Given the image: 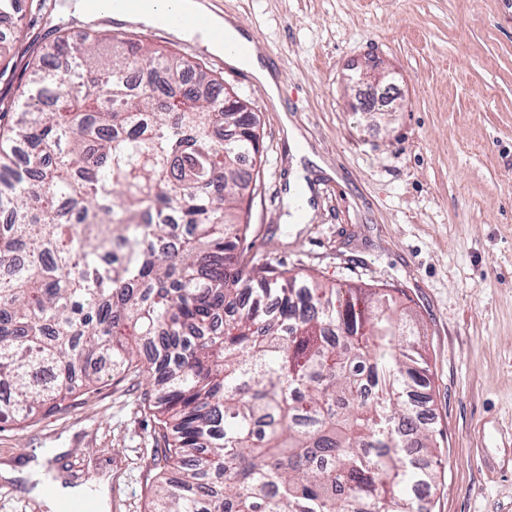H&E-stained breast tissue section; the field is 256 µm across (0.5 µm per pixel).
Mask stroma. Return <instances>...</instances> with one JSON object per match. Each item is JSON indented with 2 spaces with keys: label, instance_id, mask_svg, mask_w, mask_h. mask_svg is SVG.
I'll return each instance as SVG.
<instances>
[{
  "label": "stroma",
  "instance_id": "35a3bbf8",
  "mask_svg": "<svg viewBox=\"0 0 512 512\" xmlns=\"http://www.w3.org/2000/svg\"><path fill=\"white\" fill-rule=\"evenodd\" d=\"M67 0H19L0 35V96L58 29L127 32L221 76L262 128V186L248 240L257 256L339 287L398 288L431 369L442 468L430 512H512V0H212L276 58L280 101L199 40ZM293 136H286L285 127ZM308 187L306 214L290 193ZM143 380L77 393L63 411L0 422V467L39 461L48 481L92 492L104 512H148L149 462L164 441ZM32 481L0 477V512H49Z\"/></svg>",
  "mask_w": 512,
  "mask_h": 512
}]
</instances>
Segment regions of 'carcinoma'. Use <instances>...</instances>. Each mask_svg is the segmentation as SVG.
Listing matches in <instances>:
<instances>
[{
  "label": "carcinoma",
  "mask_w": 512,
  "mask_h": 512,
  "mask_svg": "<svg viewBox=\"0 0 512 512\" xmlns=\"http://www.w3.org/2000/svg\"><path fill=\"white\" fill-rule=\"evenodd\" d=\"M28 68L0 98V421L142 376L149 512H424L437 437L408 393L430 368L399 290L242 247L256 113L217 138L224 82L129 36L58 37Z\"/></svg>",
  "instance_id": "cac0c4a2"
}]
</instances>
